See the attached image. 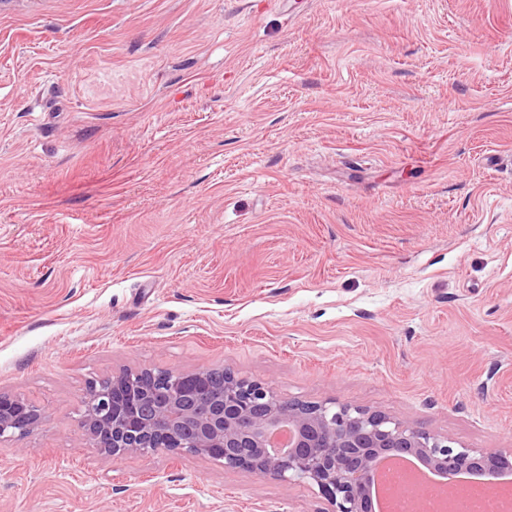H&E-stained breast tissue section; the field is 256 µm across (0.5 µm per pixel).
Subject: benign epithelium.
<instances>
[{"label":"benign epithelium","instance_id":"benign-epithelium-1","mask_svg":"<svg viewBox=\"0 0 512 512\" xmlns=\"http://www.w3.org/2000/svg\"><path fill=\"white\" fill-rule=\"evenodd\" d=\"M211 370L169 372L159 392L142 372L123 370L90 387L82 436L116 459L188 452L284 483L318 489L329 512H376L371 484L384 458H416L449 483L463 475L495 476L509 451L455 446L379 411L334 401L277 397L264 385L233 375L216 388ZM42 408L0 396V444L30 436Z\"/></svg>","mask_w":512,"mask_h":512}]
</instances>
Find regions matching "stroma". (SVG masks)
Masks as SVG:
<instances>
[{"instance_id":"1","label":"stroma","mask_w":512,"mask_h":512,"mask_svg":"<svg viewBox=\"0 0 512 512\" xmlns=\"http://www.w3.org/2000/svg\"><path fill=\"white\" fill-rule=\"evenodd\" d=\"M213 367L512 449V0H0V512H326L83 439ZM43 424L42 408L22 398L0 396V445L30 436Z\"/></svg>"}]
</instances>
